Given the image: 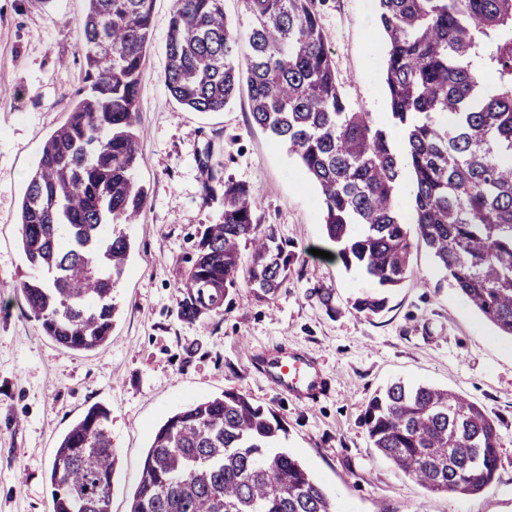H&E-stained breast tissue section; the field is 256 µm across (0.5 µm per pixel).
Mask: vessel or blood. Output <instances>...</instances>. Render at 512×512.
Returning a JSON list of instances; mask_svg holds the SVG:
<instances>
[{
	"label": "vessel or blood",
	"mask_w": 512,
	"mask_h": 512,
	"mask_svg": "<svg viewBox=\"0 0 512 512\" xmlns=\"http://www.w3.org/2000/svg\"><path fill=\"white\" fill-rule=\"evenodd\" d=\"M255 367L271 387L299 401H313L326 390L320 367L299 350L277 349L259 357Z\"/></svg>",
	"instance_id": "b4317fda"
}]
</instances>
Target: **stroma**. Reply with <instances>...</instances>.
Here are the masks:
<instances>
[{
    "label": "stroma",
    "mask_w": 512,
    "mask_h": 512,
    "mask_svg": "<svg viewBox=\"0 0 512 512\" xmlns=\"http://www.w3.org/2000/svg\"><path fill=\"white\" fill-rule=\"evenodd\" d=\"M346 97L379 123L385 41L375 0H315ZM172 0H154L152 38L139 91L137 180L148 204L133 225L127 269L114 289L118 311L99 349L68 350L30 317L18 283L20 205L44 142L68 117L82 86L78 25L86 0H0V512H52L55 446L90 406L110 411L118 460L109 512H129L154 430L186 405L231 390L274 411L285 448L299 458L338 512H512V338L453 288L414 241L410 271L377 315L356 311L363 280L324 258L329 244L315 183L250 114L247 88L220 112H193L164 84ZM258 192L256 216L295 255L274 296L236 289L224 312L179 318L176 283L196 234L215 223L221 194L208 176ZM331 289L333 310L312 297ZM285 342L307 350L331 379L312 405L276 392L254 372L253 353ZM401 380L447 388L482 407L500 434L494 483L476 495L430 493L369 443L361 423L376 392Z\"/></svg>",
    "instance_id": "stroma-1"
}]
</instances>
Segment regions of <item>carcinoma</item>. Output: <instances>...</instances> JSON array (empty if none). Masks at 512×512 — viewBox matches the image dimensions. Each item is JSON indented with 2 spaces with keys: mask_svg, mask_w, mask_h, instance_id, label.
Wrapping results in <instances>:
<instances>
[{
  "mask_svg": "<svg viewBox=\"0 0 512 512\" xmlns=\"http://www.w3.org/2000/svg\"><path fill=\"white\" fill-rule=\"evenodd\" d=\"M87 2L83 86L28 178L19 224L25 304L74 351L98 349L112 331L130 226L148 202L135 179V125L153 0ZM243 5L251 52L242 62L223 0H173L171 96L218 112L247 82L254 122L317 185L336 259L370 284L355 309L386 308L385 291L409 270L411 224L441 274L435 288L456 289L512 337V0H377L388 126L343 93L314 0ZM220 185L224 210L198 232L178 285L189 321L222 313L241 286L275 295L294 257L258 223L253 188ZM363 422L371 447L429 491L475 495L494 481L495 422L455 392L397 382L370 400ZM284 434L271 411L233 391L188 405L155 431L130 512H335L280 447ZM116 460L109 411L93 405L56 448L52 512H109Z\"/></svg>",
  "mask_w": 512,
  "mask_h": 512,
  "instance_id": "1",
  "label": "carcinoma"
}]
</instances>
